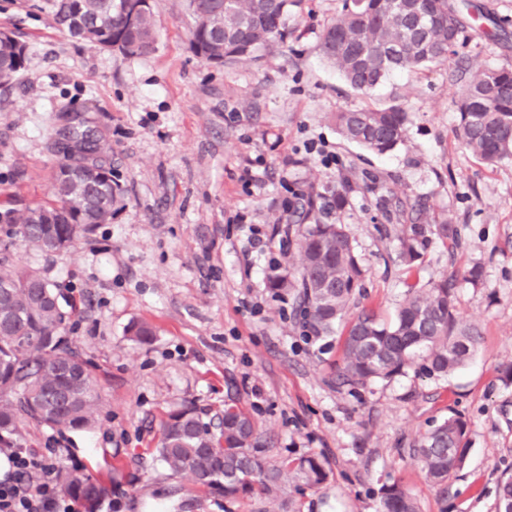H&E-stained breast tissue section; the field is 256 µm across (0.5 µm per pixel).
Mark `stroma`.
Returning a JSON list of instances; mask_svg holds the SVG:
<instances>
[{
    "mask_svg": "<svg viewBox=\"0 0 512 512\" xmlns=\"http://www.w3.org/2000/svg\"><path fill=\"white\" fill-rule=\"evenodd\" d=\"M502 21L469 17L457 54L419 74L391 76L369 97L350 90L320 51L324 25L341 0H302L288 16V43L262 59L207 64L190 47L186 0H150L157 49L142 57L100 50L52 21L47 0H0V29L16 32L28 63L0 87V210L51 202L61 129L90 121L110 146L121 187L111 223L71 251L0 249V261L40 271L58 287L72 346L92 365L101 403L91 428L27 425L25 447L67 448L104 488L112 467L133 478L121 512H282L260 496L227 501L187 475L171 476L155 455L161 421L185 401L216 420L228 402L256 421L269 442L261 456L324 457L329 481L294 494L297 512H379L383 489L399 484L420 512H495V487L512 473V161L480 162L453 135L459 70L512 69V0H476ZM402 105L407 138L383 156L337 134L335 112L365 103ZM336 162L324 165L321 151ZM346 176L360 183L340 214L365 271L358 308L391 317L406 286L427 285L472 265L475 286L457 282L461 320L480 331L477 355L451 375L419 365L389 381L337 390L329 380L339 343L308 340L291 296L269 287L267 257L283 269L298 259L288 222L291 189H323ZM420 201L428 219L448 218L457 243L432 238L414 265L401 262L402 227L380 200ZM268 252L248 264L246 225ZM151 323L150 343L130 340ZM468 422L466 463L439 502L413 457V444L443 417Z\"/></svg>",
    "mask_w": 512,
    "mask_h": 512,
    "instance_id": "obj_1",
    "label": "stroma"
}]
</instances>
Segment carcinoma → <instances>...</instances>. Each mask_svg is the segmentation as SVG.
<instances>
[{"instance_id":"1","label":"carcinoma","mask_w":512,"mask_h":512,"mask_svg":"<svg viewBox=\"0 0 512 512\" xmlns=\"http://www.w3.org/2000/svg\"><path fill=\"white\" fill-rule=\"evenodd\" d=\"M54 23L71 36L123 56H145L156 48L151 5L135 13L130 0H50ZM298 0H187L193 20L190 44L208 63H230L288 39V13ZM493 22L476 4L454 0H341V8L323 30L321 50L346 84L368 94L395 73H413L445 62L467 42L468 10ZM26 46L11 33H0V86L24 68ZM455 133L463 146L489 166L512 159V70L483 68L472 73L456 102ZM339 134L363 150L384 155L401 145L408 112L400 105H364L334 113ZM59 156L52 177L55 203L23 212H0V224L16 227V244L54 254L112 221L121 189L113 179L106 139L75 154L71 146L53 143ZM357 189L343 177L336 186L292 192L288 223L303 224L298 277L274 275L277 293L295 291L294 311L303 331L316 338L343 326L341 365L336 386L358 388L377 379L390 380L422 355L423 370L446 375L472 357L479 331L461 322L456 311V280L442 276L419 288L407 284V296L391 321L373 311L349 317L362 288L352 235L331 214L340 211ZM395 212L408 222L400 237V256L407 265L419 260L431 236L456 241L457 229L444 220L424 221L425 210L399 200ZM139 343L154 329L145 322L130 326ZM99 397L88 361L71 346L56 285L40 272L8 264L0 267V448H13L24 422L58 430L92 426ZM255 423L235 404H224L218 423L202 420L201 410L186 402L161 424L160 463L173 475L194 482L227 501L254 493L275 501L287 485L300 492L324 484L328 463L313 454L287 456L268 465L255 448ZM469 448L467 421L453 412L430 430L414 456L440 499L448 498V479L464 466ZM60 484L69 494L93 503L102 488L79 470L61 467ZM128 481L113 467L112 499L122 503ZM496 512H512V475L496 485ZM380 512H419L416 499L398 484L383 490Z\"/></svg>"}]
</instances>
